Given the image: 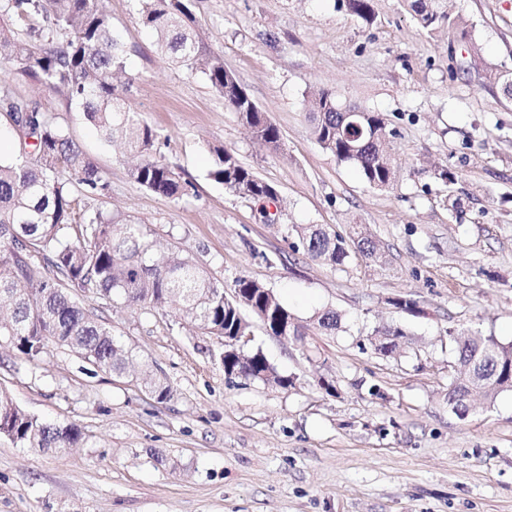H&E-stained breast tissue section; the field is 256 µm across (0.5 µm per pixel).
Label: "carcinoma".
Returning a JSON list of instances; mask_svg holds the SVG:
<instances>
[{
  "label": "carcinoma",
  "mask_w": 512,
  "mask_h": 512,
  "mask_svg": "<svg viewBox=\"0 0 512 512\" xmlns=\"http://www.w3.org/2000/svg\"><path fill=\"white\" fill-rule=\"evenodd\" d=\"M139 19L156 35L157 48L171 63L205 76L224 104L267 149L281 147L277 126L260 110L224 66V57L205 43L190 9V0H138ZM348 9L367 22L375 18L372 0H346ZM418 27L433 30L455 26L439 0H406ZM0 62L13 63L38 84L65 95L110 144L120 143L137 158L130 178L157 195L177 200L188 183L166 163L151 156L157 138L132 111L124 88V50L112 33L102 0H0ZM0 110L13 123L34 131V156L21 151L9 163L0 161V336H6L25 361L39 365L55 343L87 359L97 369L118 377L132 360L128 348L100 316L72 300L77 288L99 299L130 307L167 308L174 317L206 336L224 339L220 355L224 376L286 388L259 349L247 352L233 345L249 336L253 316L270 336L302 335L301 326L276 293L264 284L238 277L231 292L207 279L188 258L158 251L144 224L101 210L79 207L70 188L75 180L89 195L108 190L104 174L82 150L26 97L0 86ZM311 134L341 163L354 165L372 187L385 188L395 179L392 139L380 112L341 111L336 96L316 91L307 105ZM208 176L228 193L259 205L278 199V190L243 166L228 150L215 149ZM295 249L333 267L350 257L346 239L319 224L294 225ZM360 257H377L375 242L353 229ZM340 315L331 309L317 316L319 329L333 335ZM373 349L390 356L400 349L403 330L375 329ZM448 342L465 376L448 387V408L459 418L468 415L471 396L479 393L491 404L512 392V342L478 330H448ZM142 381L158 401L172 389L151 371ZM0 436L26 448L62 451L77 445L82 432L74 424L44 423L21 410L0 390Z\"/></svg>",
  "instance_id": "1"
}]
</instances>
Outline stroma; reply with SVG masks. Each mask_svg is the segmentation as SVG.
I'll return each mask as SVG.
<instances>
[{
	"mask_svg": "<svg viewBox=\"0 0 512 512\" xmlns=\"http://www.w3.org/2000/svg\"><path fill=\"white\" fill-rule=\"evenodd\" d=\"M104 4L134 78L128 103L157 132L153 155L188 181L187 195L134 183L118 149L18 67L1 68L0 84L52 111L104 173V194L74 189L89 209L145 221L150 239L216 283H264L304 340L253 322L249 349L294 384L230 380L223 345L167 310L72 290L173 396L157 402L134 377L57 345L31 367L1 338L0 389L41 420L78 425L83 442L55 454L0 437V512H512V393L474 402L462 419L446 397L458 371L449 330L512 341V98L486 73H512V0H447L459 21L451 33L419 30L404 0H372L371 24L345 0H191L210 48L278 127V153L251 139L202 74L157 54L138 0ZM473 44L487 68L471 66ZM317 88L384 114L395 132L392 186L371 187L315 141L306 104ZM214 146L276 186L275 223L209 178ZM441 165L453 183L436 178ZM295 224L344 236L364 225L381 257L354 253L332 267L294 250ZM400 296L418 313L395 309ZM327 308L341 316L332 336L313 324ZM382 325L405 330L400 354L374 353Z\"/></svg>",
	"mask_w": 512,
	"mask_h": 512,
	"instance_id": "obj_1",
	"label": "stroma"
}]
</instances>
